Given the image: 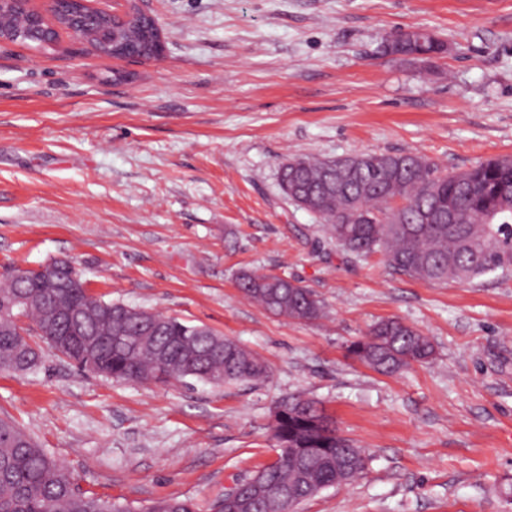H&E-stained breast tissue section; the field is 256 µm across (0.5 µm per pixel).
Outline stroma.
<instances>
[{
  "mask_svg": "<svg viewBox=\"0 0 512 512\" xmlns=\"http://www.w3.org/2000/svg\"><path fill=\"white\" fill-rule=\"evenodd\" d=\"M149 63L0 45V273L72 260L93 294L217 331L268 379L115 381L44 350L0 372L13 420L85 491L141 512L207 505L277 457L272 415L299 394L370 456L298 512H512V278L413 280L352 257L289 201L307 155L413 153L457 171L512 156V0H145ZM425 30L430 64L382 55ZM296 278L312 323L240 291L239 271ZM395 317L435 358L380 374L348 352Z\"/></svg>",
  "mask_w": 512,
  "mask_h": 512,
  "instance_id": "1",
  "label": "stroma"
}]
</instances>
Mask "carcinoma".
Segmentation results:
<instances>
[{
    "mask_svg": "<svg viewBox=\"0 0 512 512\" xmlns=\"http://www.w3.org/2000/svg\"><path fill=\"white\" fill-rule=\"evenodd\" d=\"M433 33L415 31L386 38L381 51L418 62L446 53ZM151 59L154 27L144 21L123 31L113 53ZM283 193L320 216L350 256L382 253L394 272L434 283L471 282L512 274V158H491L460 172L409 153L359 154L358 168L344 170L338 157H295L280 167ZM0 275V370L30 372L41 351L20 335L18 317L31 320L48 348L57 341L59 305L41 279ZM240 290L268 312L312 322L324 314L317 295L295 278L243 270ZM28 297L30 304L20 302ZM66 301L88 309L77 339L66 350L79 369L114 380L169 385L194 378L213 385L270 375L266 362L236 340L208 328L156 313L157 332L141 336L125 318L124 304L106 302L71 288ZM349 353L381 374H394L435 355L432 340L397 318L371 325ZM278 458L245 482L235 501L215 499L208 512H296L298 505L329 487L349 483L367 468L366 452L339 435L323 410L300 396L282 399L274 414ZM349 459L341 469L338 456ZM0 512H130L120 502L80 489L58 460L15 423L0 419ZM148 512H200L188 498H168Z\"/></svg>",
    "mask_w": 512,
    "mask_h": 512,
    "instance_id": "carcinoma-1",
    "label": "carcinoma"
}]
</instances>
